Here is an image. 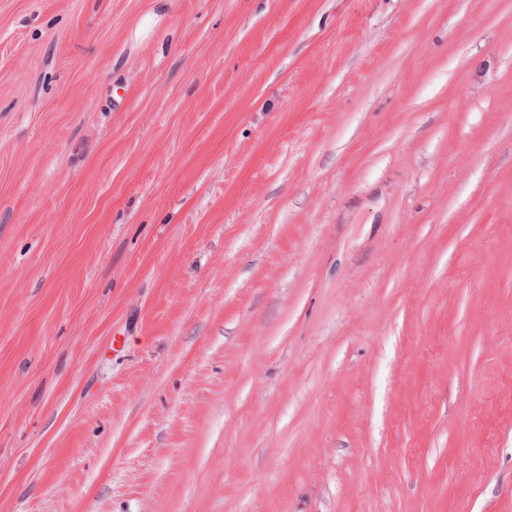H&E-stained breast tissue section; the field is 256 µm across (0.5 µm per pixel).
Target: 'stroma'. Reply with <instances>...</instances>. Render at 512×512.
I'll list each match as a JSON object with an SVG mask.
<instances>
[{"label":"stroma","instance_id":"35a3bbf8","mask_svg":"<svg viewBox=\"0 0 512 512\" xmlns=\"http://www.w3.org/2000/svg\"><path fill=\"white\" fill-rule=\"evenodd\" d=\"M0 512H512V0H0Z\"/></svg>","mask_w":512,"mask_h":512}]
</instances>
